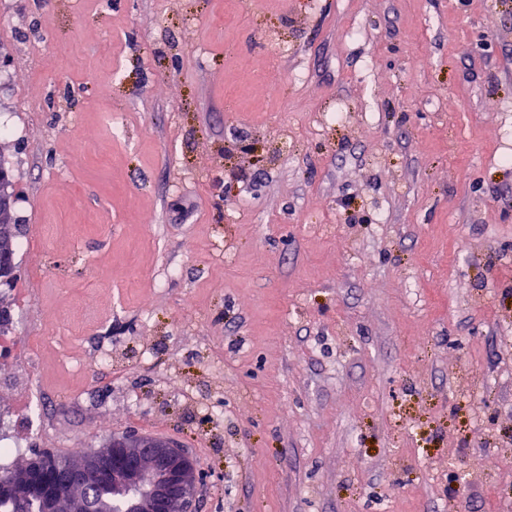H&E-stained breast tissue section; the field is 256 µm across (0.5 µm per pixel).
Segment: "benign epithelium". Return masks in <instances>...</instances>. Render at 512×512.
<instances>
[{"label":"benign epithelium","instance_id":"7a95c632","mask_svg":"<svg viewBox=\"0 0 512 512\" xmlns=\"http://www.w3.org/2000/svg\"><path fill=\"white\" fill-rule=\"evenodd\" d=\"M15 193L7 173L0 172V223L13 218ZM109 472L112 496L124 512H192L200 475L190 451L168 440L125 433L112 447L69 462L76 479Z\"/></svg>","mask_w":512,"mask_h":512}]
</instances>
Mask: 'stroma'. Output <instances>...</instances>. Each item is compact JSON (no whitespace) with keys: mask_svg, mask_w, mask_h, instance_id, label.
Returning <instances> with one entry per match:
<instances>
[{"mask_svg":"<svg viewBox=\"0 0 512 512\" xmlns=\"http://www.w3.org/2000/svg\"><path fill=\"white\" fill-rule=\"evenodd\" d=\"M0 129L28 448L512 512V0H0ZM15 193L13 190V184L6 172H0V230L2 224H8L7 229L9 230V234L6 230L2 228L1 238H5L10 235V240L13 245V249L11 252V258L13 260L15 254L14 241L17 237L18 233V225L19 224H11L10 221L13 218V207H14ZM3 227V226H2Z\"/></svg>","mask_w":512,"mask_h":512,"instance_id":"stroma-1","label":"stroma"}]
</instances>
